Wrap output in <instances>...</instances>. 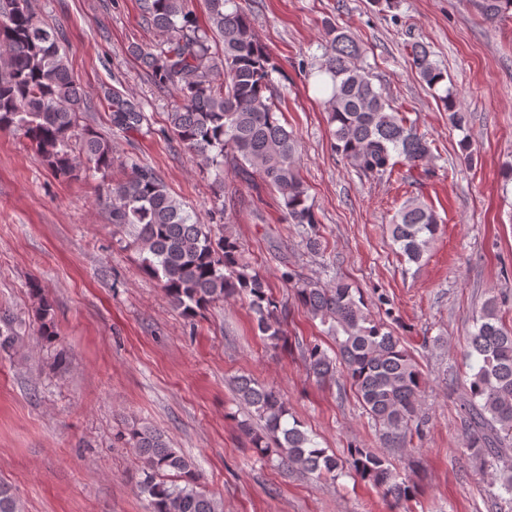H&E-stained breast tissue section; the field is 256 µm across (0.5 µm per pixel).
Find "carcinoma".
<instances>
[{
    "label": "carcinoma",
    "mask_w": 512,
    "mask_h": 512,
    "mask_svg": "<svg viewBox=\"0 0 512 512\" xmlns=\"http://www.w3.org/2000/svg\"><path fill=\"white\" fill-rule=\"evenodd\" d=\"M141 23L158 31L156 44L135 45L132 53L154 83L175 94L168 113L175 139L205 170L216 171V200L224 204V159L236 160L245 180L260 178L280 197L288 223L302 227L305 247L322 243L308 187L298 165V137L281 123L272 91L277 65L259 43L247 15L234 0H206L208 22L198 21L192 0H140ZM490 22L512 18V0H473ZM221 53L213 52L215 39ZM317 73L325 76V100L332 145L356 171L379 177L398 165L412 170L432 156L429 140L375 87L356 65L360 43L334 25L325 31ZM409 59L458 128L465 122L457 92L428 46L410 44ZM112 131H142L147 118L125 93H107ZM89 96L69 73L56 29L42 24L31 0H0V131H17L29 141L35 158L58 175L70 176L81 163L102 175L98 197L108 206L115 227L138 228L136 244L144 270L162 282L170 303L188 318L203 314L226 298L247 305L257 331L273 346L285 341L278 302L265 277L240 257L236 239L218 236L185 210L155 171L133 163L120 180L111 178L112 141L94 128L79 126ZM438 216L423 200L412 198L389 224L392 240L408 264H418L438 232ZM295 296L307 312L334 336L336 349L315 343L300 347L312 375L335 377L344 366L366 414L384 442L404 444L421 431L422 374L401 337L365 311L348 281L297 280ZM40 336H56L53 305L46 290L33 286ZM502 300L489 296L468 343L473 360L466 392L467 448L485 473L512 492V325L501 316ZM19 334L7 314L0 316V350L13 351ZM238 399L263 421L241 431L261 456H276L283 467L336 476L344 469L377 486L399 504L416 493L399 478L390 461L369 448H352L341 460L318 447L299 421L291 419L284 395L242 375L235 380ZM142 463L138 481L150 512H222L221 503L200 486L195 463L173 448L150 425H134L120 434ZM0 512H18L11 488L0 483Z\"/></svg>",
    "instance_id": "obj_1"
}]
</instances>
